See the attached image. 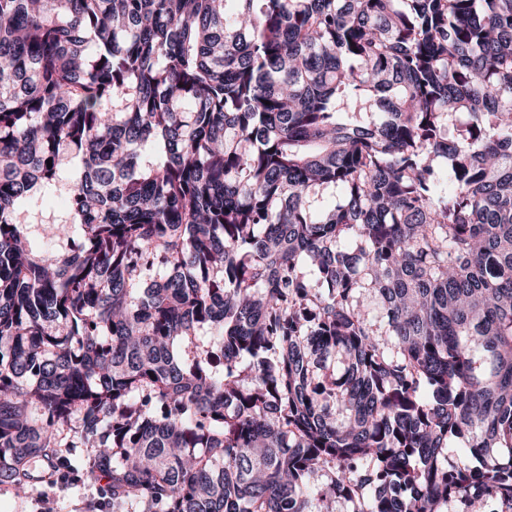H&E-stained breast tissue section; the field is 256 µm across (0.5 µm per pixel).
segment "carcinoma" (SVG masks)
<instances>
[{
  "mask_svg": "<svg viewBox=\"0 0 512 512\" xmlns=\"http://www.w3.org/2000/svg\"><path fill=\"white\" fill-rule=\"evenodd\" d=\"M65 448L114 512H512V0H0V489ZM25 221L36 251L49 245L48 234L53 224H64L68 220L67 185L60 183L49 196L33 201L24 212Z\"/></svg>",
  "mask_w": 512,
  "mask_h": 512,
  "instance_id": "carcinoma-1",
  "label": "carcinoma"
}]
</instances>
